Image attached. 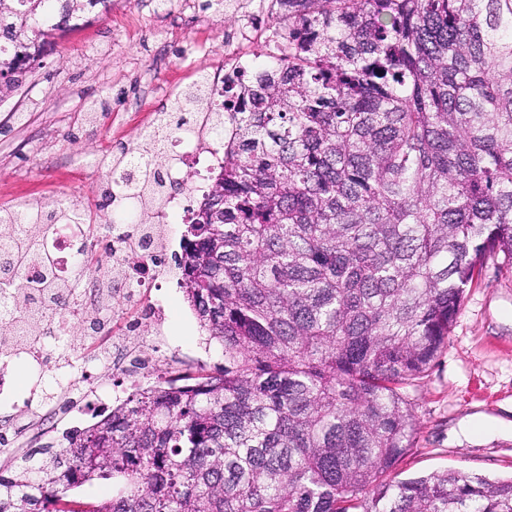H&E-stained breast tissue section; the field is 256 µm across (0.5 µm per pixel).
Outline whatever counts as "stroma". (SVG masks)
Segmentation results:
<instances>
[{"label":"stroma","mask_w":512,"mask_h":512,"mask_svg":"<svg viewBox=\"0 0 512 512\" xmlns=\"http://www.w3.org/2000/svg\"><path fill=\"white\" fill-rule=\"evenodd\" d=\"M157 0H112L111 13L58 40L54 53L0 105L35 113L32 127L0 143V208L54 199L97 209L100 161L113 146L133 143L169 93L203 69L223 65L225 18L178 0L170 13ZM105 104L96 125L90 103ZM178 273L150 297L167 314V336L154 351L158 369L172 352L197 350L198 321L178 286ZM417 430L383 481L454 470L490 478L512 476V264L488 258L465 292L448 345L407 389ZM472 419L497 422L491 432H465Z\"/></svg>","instance_id":"35a3bbf8"}]
</instances>
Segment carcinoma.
I'll return each mask as SVG.
<instances>
[{
    "label": "carcinoma",
    "mask_w": 512,
    "mask_h": 512,
    "mask_svg": "<svg viewBox=\"0 0 512 512\" xmlns=\"http://www.w3.org/2000/svg\"><path fill=\"white\" fill-rule=\"evenodd\" d=\"M282 55L169 101L99 185L134 228L182 185L163 147L228 130L174 256L224 364L137 388L0 474V512H512V477L391 484L416 418L403 389L448 344L484 262L512 263V0H272ZM112 0H0V104ZM82 213L1 209L28 245L12 280L52 296L37 251ZM101 481L103 496L74 490Z\"/></svg>",
    "instance_id": "obj_1"
}]
</instances>
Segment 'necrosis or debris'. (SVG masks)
Masks as SVG:
<instances>
[{
  "instance_id": "necrosis-or-debris-1",
  "label": "necrosis or debris",
  "mask_w": 512,
  "mask_h": 512,
  "mask_svg": "<svg viewBox=\"0 0 512 512\" xmlns=\"http://www.w3.org/2000/svg\"><path fill=\"white\" fill-rule=\"evenodd\" d=\"M235 13L238 24L226 29L227 43L253 41L268 22L261 0H237ZM168 153L178 155L180 165L172 174L174 180L196 189L206 179L207 172L224 160V150L207 128H199L193 142L172 139ZM182 207L180 196H172L168 203L155 210V232L141 246V271L126 269L124 278L115 290L125 320L112 335L89 336L78 360H70L61 340L74 329H85L87 310L99 307L102 286L94 270L78 269L75 257L78 244H90L96 254H122L125 242L112 236L89 240L88 227L84 224L56 226L43 248L52 259L58 278L71 282L72 294L63 308L34 301L29 307L30 317L43 323L40 344L26 347L22 354L27 363L49 374L52 389L41 398L21 393L13 358H0V446L5 448H32L35 439L57 431L61 423L74 418L94 419L107 412L112 405L123 403L122 390L108 388L105 396L89 398L87 383L100 366H111L113 372L133 379L134 383L147 386L158 382L153 371L155 359L152 352L165 334L166 312L164 307L151 303L149 295L156 282L167 276L166 259L172 248L169 237L174 216ZM29 411L26 424H18L12 414L16 407Z\"/></svg>"
}]
</instances>
